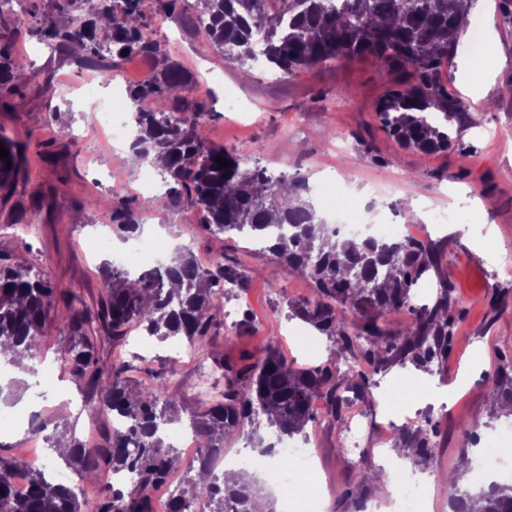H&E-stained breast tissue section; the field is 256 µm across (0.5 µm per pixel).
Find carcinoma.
I'll return each instance as SVG.
<instances>
[{
	"label": "carcinoma",
	"instance_id": "1",
	"mask_svg": "<svg viewBox=\"0 0 512 512\" xmlns=\"http://www.w3.org/2000/svg\"><path fill=\"white\" fill-rule=\"evenodd\" d=\"M51 2L52 15L38 29L47 45L78 47L88 65L124 51L157 59L158 70L132 88L131 101L137 114L132 147L145 159L154 157L168 182L159 205L191 206L204 228L226 240L265 241L276 263L288 265L312 285V299L288 305L290 316L312 325L352 358L345 370L333 355L314 369L298 368L280 352L275 338L254 361L240 366L213 355L224 385L214 394L210 385L200 391L209 397L207 408L190 414L187 423L204 442V451L188 461L160 437L164 426L182 422L169 379L160 375L151 386H132L127 365L100 358L97 341L101 336L121 341L137 327L161 340L183 338L196 348L206 346L222 326L225 285L247 291L242 264L222 256L201 267L192 250L180 249L163 266L146 269L131 282L127 271L105 262L96 310L84 308L73 292L63 297L58 359L75 382L98 392L102 415L122 417L128 426L106 428L94 443L69 433L71 452L65 462L101 483L94 512H154L153 490L183 467L206 472L209 481L195 484L188 495L171 496L169 512H190L198 494L206 497L209 512H254L257 486L249 480L230 485L215 473L213 455L224 449V437L246 424L258 430L262 416L277 435L304 437L316 419L313 397L324 401L326 415L340 428L345 421L342 385L370 393L363 364L378 373L396 362L425 368L442 363L458 316L451 302L453 287L441 278L433 303H414L418 282L431 270L439 272L437 250L419 240L340 241L317 215L303 182L279 185L266 168L249 167L238 153L210 142L204 134V102L190 96L180 64L143 33L147 0H100V7L89 12L77 6L85 0ZM263 2L194 0L193 7L213 48L242 67L254 59L258 32L269 67L287 77L320 64L376 59L391 80L377 115L398 146L424 153L463 150L457 130L478 121L459 97L448 95L441 71L455 44L448 34L459 28L468 0H346V7L336 10L325 0H279L281 8L273 12ZM155 10L172 19L185 8L183 0H155ZM24 78H30L27 60L11 42L0 40V108L13 106L11 98L19 94ZM0 144L8 150L7 157H0L2 189L18 172L19 156L11 139L0 135ZM219 157L228 167L218 168ZM112 224L125 239L140 227L127 200L112 212ZM55 307V289L47 281L31 277L21 264L0 267V341L14 349L9 363L36 357ZM400 309L411 312V322L392 334L380 319ZM347 310L355 320L346 317ZM404 441L414 463L432 459L427 430L408 429ZM21 467L29 470L30 479L25 494L18 495L11 478ZM125 472L135 476L128 488L112 481ZM448 486L452 512H467L469 492L459 488L453 474ZM479 498L482 512H512V482L490 484ZM0 512L86 510L82 491L55 483L42 468L0 456Z\"/></svg>",
	"mask_w": 512,
	"mask_h": 512
}]
</instances>
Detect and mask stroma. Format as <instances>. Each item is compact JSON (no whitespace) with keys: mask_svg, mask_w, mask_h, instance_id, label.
Segmentation results:
<instances>
[{"mask_svg":"<svg viewBox=\"0 0 512 512\" xmlns=\"http://www.w3.org/2000/svg\"><path fill=\"white\" fill-rule=\"evenodd\" d=\"M44 4L27 0L23 15L0 13V39L26 56L32 72L18 107L0 110V135L23 153L16 179L0 190V263L27 265L58 292H74L94 307L102 292L98 267L123 242L111 237L110 247L92 256L86 254V244L96 238L97 228L111 226L112 211L124 198L143 218L145 238L162 237L171 248L191 242L203 255L237 257L249 284V327L227 326L206 349H192L183 359L172 360L168 343L136 330L121 342L100 341V354L125 361L133 382L149 385L158 375L173 373V387L179 388L184 405L194 409L200 383L214 377L215 353L238 363L259 355L274 337L297 367L332 355L344 360L329 338L288 315L289 302L312 295L305 276L275 265L249 241L231 242L208 233L195 210L180 216L159 209L155 193L140 186L141 170L126 169L113 150L91 137L100 114L91 108L86 90L96 86L103 97L110 85L97 67L32 34ZM468 17L479 23L484 45L495 48L498 63L492 69L477 65L461 40L443 78L453 94L475 91L477 100L469 109L480 121L461 129L464 153L424 154L395 150L381 129L377 107L388 76L380 64L356 59L288 78L258 60L244 71L215 51L199 24L145 14V34L180 63L193 94L204 99L209 141L238 152L248 164L302 180L312 192L328 186L331 172L343 173L350 181L347 194L361 205L359 223L431 224V240L440 246L442 259L438 274L429 275L423 285L432 292L438 278L447 279L463 309L442 365L426 370L396 363L374 375L370 397L344 392L346 416L358 414L367 421V459L342 453L338 429L325 419L323 402H315L317 418L307 427L314 476L300 479L299 488L320 500L321 512H367L370 504L393 494L385 484L360 486L358 476L363 463L378 465L379 451L391 448L404 428L434 431V456L427 470L447 473L457 470L460 459L494 456L503 443L497 430L512 425V414L503 410L485 381L504 360L512 361V277L488 280L500 255H512V22L503 16L500 0H470ZM463 72L470 73L469 82L460 81ZM231 99L236 108H228ZM389 155L395 163L383 164ZM111 178L124 184L123 197L112 195ZM442 207L453 208L451 220L432 225L433 213ZM274 281L279 284L275 290L270 287ZM60 343L55 320H48L39 357L29 360L26 370H9L16 395L12 405L0 409V455L39 459L42 438L63 425L98 440L106 419L95 411L97 393L65 376L55 361L50 367L44 363L48 357L54 360ZM48 371L61 378L63 389L45 401H33L34 384ZM440 387L451 388L449 403L429 404L423 391ZM70 393L84 396L85 411L68 406ZM468 420L481 426L476 437L466 440L461 426Z\"/></svg>","mask_w":512,"mask_h":512,"instance_id":"35a3bbf8","label":"stroma"}]
</instances>
